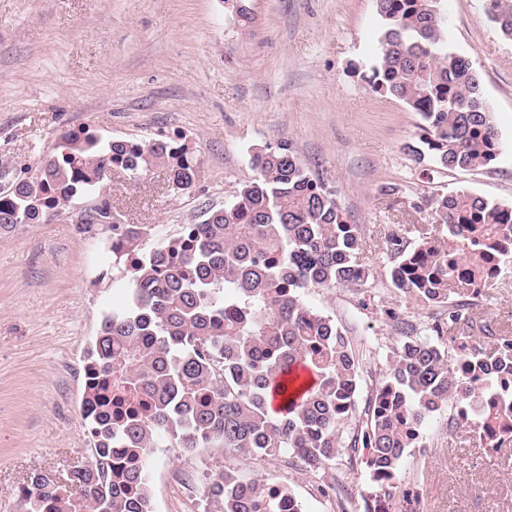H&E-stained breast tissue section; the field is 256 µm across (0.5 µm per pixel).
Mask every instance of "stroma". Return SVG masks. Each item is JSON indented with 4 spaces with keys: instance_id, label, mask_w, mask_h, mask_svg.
Here are the masks:
<instances>
[{
    "instance_id": "stroma-1",
    "label": "stroma",
    "mask_w": 512,
    "mask_h": 512,
    "mask_svg": "<svg viewBox=\"0 0 512 512\" xmlns=\"http://www.w3.org/2000/svg\"><path fill=\"white\" fill-rule=\"evenodd\" d=\"M0 0V162L36 168L63 132L104 140L179 139L198 180L174 191L167 169L133 181L113 171L101 189L127 224L172 238L206 210L230 203L254 177L253 152L288 141L364 225L361 258L374 288L314 289L304 300L350 328L372 370L396 333L385 311L420 320L398 297L384 236L432 222L415 203L466 190L512 207V42L488 20L484 0H447L448 46L479 74L502 144L489 167L448 171L418 163L419 117L366 82L379 52L375 0ZM56 215L0 234V512H24L31 472L64 474L90 459L81 414L86 351L130 280L104 226ZM373 297L367 309L359 296ZM479 311L512 336V265L485 289ZM448 410L427 423L424 447L401 466L419 512H512V447L489 453L475 438L448 439ZM242 472L287 482L304 512H336L319 477L274 459H235ZM224 472V451L158 448L149 482L154 512H187L181 487L200 491L197 512H220L205 496Z\"/></svg>"
}]
</instances>
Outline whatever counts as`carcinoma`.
<instances>
[{
  "label": "carcinoma",
  "mask_w": 512,
  "mask_h": 512,
  "mask_svg": "<svg viewBox=\"0 0 512 512\" xmlns=\"http://www.w3.org/2000/svg\"><path fill=\"white\" fill-rule=\"evenodd\" d=\"M443 2L376 0L380 51L367 83L420 116L418 161L484 168L501 144L478 74L448 49ZM485 2L512 41V0ZM251 163L256 176L231 203L173 238L151 242L135 224L109 225L110 201L96 205L98 223L122 232L131 281L84 367L94 466L67 475L68 494L30 475L26 512H152L149 465L161 440L188 451L217 443L261 461L286 452L287 464L314 475L346 456L389 498L425 422L447 406L456 410L449 435L463 428L486 448L512 444V336L477 312L489 267L499 273L512 262V207L468 191L437 194L417 205L431 209L436 227L388 231L392 284L429 316L418 323L385 310L398 337L377 373L347 327L303 301L312 289L366 284L364 226L348 220L290 143L255 152ZM160 166L179 191L197 181L196 162L173 139L103 143L67 131L28 176L0 164V232L95 195L109 170L141 178ZM206 495L222 512H303L287 488L248 478L227 458Z\"/></svg>",
  "instance_id": "1"
}]
</instances>
